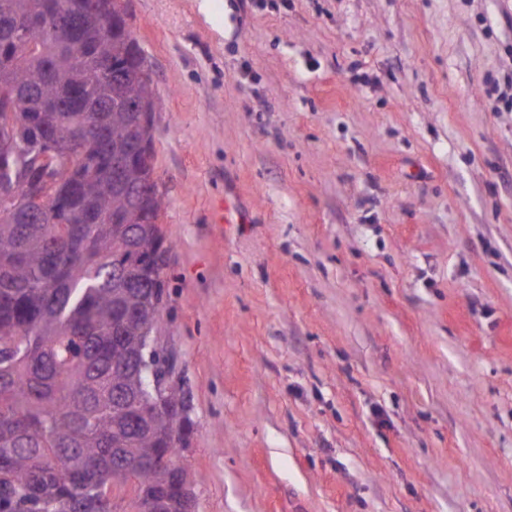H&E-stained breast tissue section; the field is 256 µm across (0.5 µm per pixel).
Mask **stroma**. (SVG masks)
<instances>
[{"label": "stroma", "mask_w": 512, "mask_h": 512, "mask_svg": "<svg viewBox=\"0 0 512 512\" xmlns=\"http://www.w3.org/2000/svg\"><path fill=\"white\" fill-rule=\"evenodd\" d=\"M200 3L126 0L195 512H512V0Z\"/></svg>", "instance_id": "stroma-1"}]
</instances>
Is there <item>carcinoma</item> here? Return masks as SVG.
<instances>
[{"mask_svg":"<svg viewBox=\"0 0 512 512\" xmlns=\"http://www.w3.org/2000/svg\"><path fill=\"white\" fill-rule=\"evenodd\" d=\"M110 0H0V147L21 155L0 183L21 194L43 178L33 157L51 148L41 123L78 135L81 163L60 165L44 206L24 222L0 197V512H115L99 492L133 484L129 512H185L174 492L196 475L174 458L188 442L183 401L150 409L144 327L158 330L167 249L165 202L132 160L140 113L162 109L126 9ZM34 29L8 42L11 23ZM96 210L104 219L84 224Z\"/></svg>","mask_w":512,"mask_h":512,"instance_id":"1","label":"carcinoma"}]
</instances>
